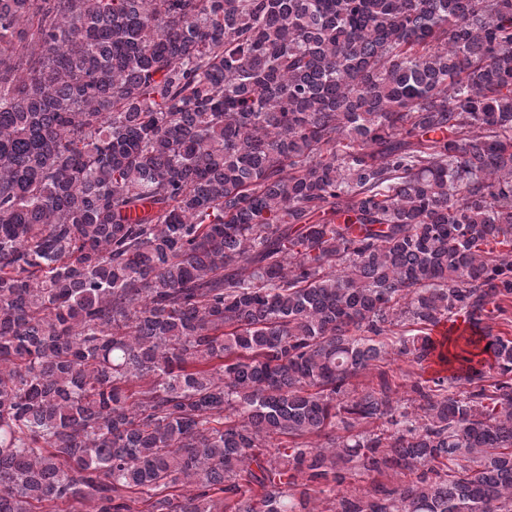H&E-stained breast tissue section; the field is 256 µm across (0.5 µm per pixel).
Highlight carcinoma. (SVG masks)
<instances>
[{
    "mask_svg": "<svg viewBox=\"0 0 512 512\" xmlns=\"http://www.w3.org/2000/svg\"><path fill=\"white\" fill-rule=\"evenodd\" d=\"M496 319L512 0H0V512H512ZM381 370H385L388 373V376L398 385H402L399 388V395L405 391V385H409L412 379V374L408 377L406 374H410V372L422 373L423 377L428 378L435 376L438 371L442 368L439 367L432 361L424 363L425 369L420 371L418 367H411L407 362L397 360L394 362H388L387 364H380Z\"/></svg>",
    "mask_w": 512,
    "mask_h": 512,
    "instance_id": "cac0c4a2",
    "label": "carcinoma"
}]
</instances>
